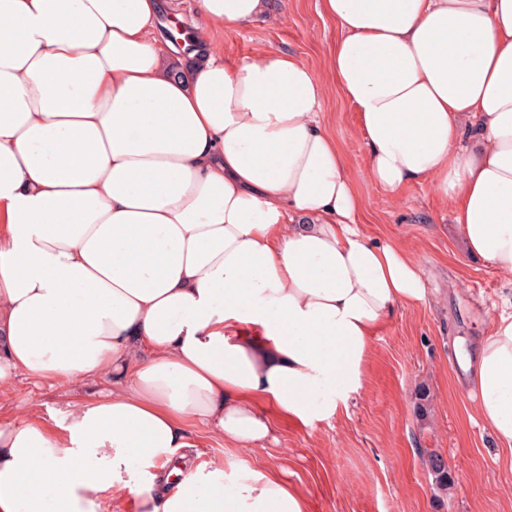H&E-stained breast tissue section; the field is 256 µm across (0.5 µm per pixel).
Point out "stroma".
<instances>
[{
  "label": "stroma",
  "instance_id": "stroma-1",
  "mask_svg": "<svg viewBox=\"0 0 512 512\" xmlns=\"http://www.w3.org/2000/svg\"><path fill=\"white\" fill-rule=\"evenodd\" d=\"M340 36L319 0H268L264 16L225 28L218 41L228 61L284 51L325 79L322 126L355 176L363 201L359 228L420 260L427 300L398 311L379 330L362 388L333 418L310 426L279 422L278 443L245 454L196 425L187 464L239 459L274 466L303 492L309 512H512V464L479 420L459 361L461 349L487 335L489 316L503 310L512 273L461 249L451 206L428 184H407L394 199L373 185L357 112L325 78L327 53ZM422 389L429 395L423 417L416 409ZM111 390L108 377L88 386L22 377L0 385V412L59 420L69 403ZM429 451L448 463V493L436 488L423 459Z\"/></svg>",
  "mask_w": 512,
  "mask_h": 512
}]
</instances>
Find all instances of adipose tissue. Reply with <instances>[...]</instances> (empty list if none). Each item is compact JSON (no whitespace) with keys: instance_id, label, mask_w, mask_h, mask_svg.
<instances>
[{"instance_id":"adipose-tissue-1","label":"adipose tissue","mask_w":512,"mask_h":512,"mask_svg":"<svg viewBox=\"0 0 512 512\" xmlns=\"http://www.w3.org/2000/svg\"><path fill=\"white\" fill-rule=\"evenodd\" d=\"M168 0H0V383H93L64 422L0 421V512H306L274 470L155 469L187 429L246 450L335 415L372 338L425 303L407 249L356 227L355 179L294 55L224 60L215 33L265 0H196L195 50L151 28ZM327 72L372 181L453 203L468 255L512 271V0H320ZM463 366L512 452V312Z\"/></svg>"}]
</instances>
